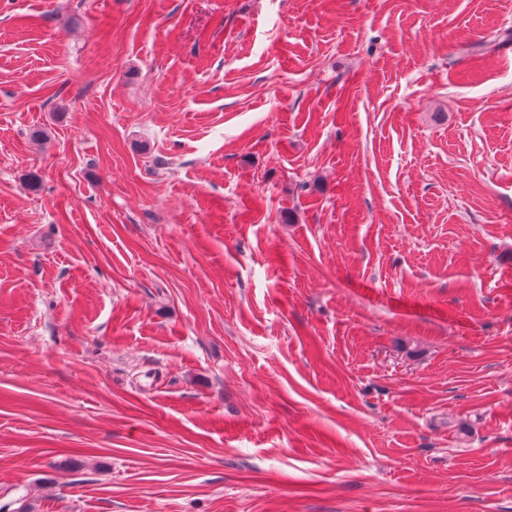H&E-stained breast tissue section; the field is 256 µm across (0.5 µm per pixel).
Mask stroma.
Returning a JSON list of instances; mask_svg holds the SVG:
<instances>
[{
  "label": "stroma",
  "instance_id": "35a3bbf8",
  "mask_svg": "<svg viewBox=\"0 0 512 512\" xmlns=\"http://www.w3.org/2000/svg\"><path fill=\"white\" fill-rule=\"evenodd\" d=\"M0 512H512V0H0Z\"/></svg>",
  "mask_w": 512,
  "mask_h": 512
}]
</instances>
